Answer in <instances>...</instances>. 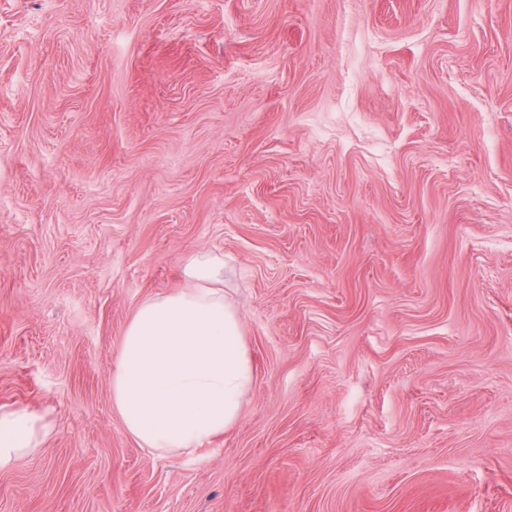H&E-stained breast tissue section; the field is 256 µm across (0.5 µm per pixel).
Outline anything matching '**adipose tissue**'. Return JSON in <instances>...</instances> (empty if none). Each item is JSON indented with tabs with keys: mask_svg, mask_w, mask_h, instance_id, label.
<instances>
[{
	"mask_svg": "<svg viewBox=\"0 0 512 512\" xmlns=\"http://www.w3.org/2000/svg\"><path fill=\"white\" fill-rule=\"evenodd\" d=\"M187 288L144 300L128 322L110 376L112 404L127 432L162 453L193 454L238 419L252 369L236 310L221 286L224 261L184 264ZM48 415L0 411V469L40 448Z\"/></svg>",
	"mask_w": 512,
	"mask_h": 512,
	"instance_id": "ef3b65f1",
	"label": "adipose tissue"
}]
</instances>
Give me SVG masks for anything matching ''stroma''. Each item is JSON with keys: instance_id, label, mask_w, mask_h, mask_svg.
<instances>
[{"instance_id": "obj_1", "label": "stroma", "mask_w": 512, "mask_h": 512, "mask_svg": "<svg viewBox=\"0 0 512 512\" xmlns=\"http://www.w3.org/2000/svg\"><path fill=\"white\" fill-rule=\"evenodd\" d=\"M224 258L253 367L197 455L110 375ZM0 512H512V0H0ZM54 431L48 415L27 408L0 411V469L11 467L21 456L34 452Z\"/></svg>"}]
</instances>
